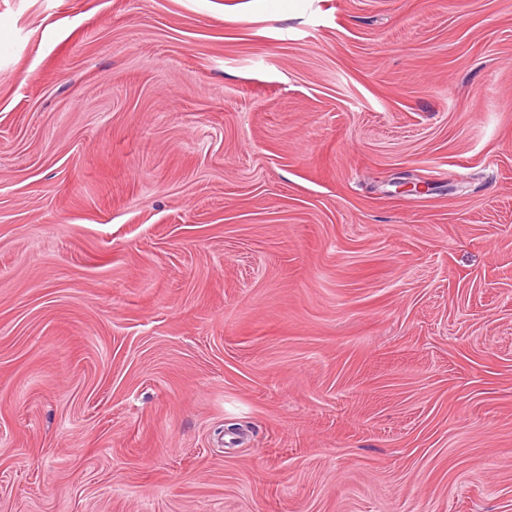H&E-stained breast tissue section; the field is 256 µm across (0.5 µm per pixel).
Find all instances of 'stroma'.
I'll list each match as a JSON object with an SVG mask.
<instances>
[{"label":"stroma","mask_w":512,"mask_h":512,"mask_svg":"<svg viewBox=\"0 0 512 512\" xmlns=\"http://www.w3.org/2000/svg\"><path fill=\"white\" fill-rule=\"evenodd\" d=\"M0 512H512V0H0Z\"/></svg>","instance_id":"stroma-1"}]
</instances>
